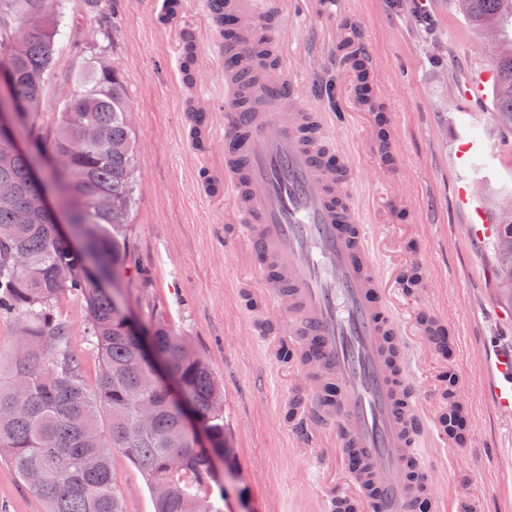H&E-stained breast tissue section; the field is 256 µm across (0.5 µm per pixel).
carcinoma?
Wrapping results in <instances>:
<instances>
[{"instance_id": "carcinoma-1", "label": "carcinoma", "mask_w": 512, "mask_h": 512, "mask_svg": "<svg viewBox=\"0 0 512 512\" xmlns=\"http://www.w3.org/2000/svg\"><path fill=\"white\" fill-rule=\"evenodd\" d=\"M48 12L44 0H0V67L14 77L25 112L36 115L55 64L56 41L66 0ZM458 11L478 28H497L512 18L503 0H455ZM339 52L356 74L359 102L379 113L382 156L389 132L385 107L373 90L370 65L353 37ZM196 55L186 41L180 62L185 83L193 79ZM81 89L71 94L57 117L53 138L43 140L36 123L26 125L38 152L67 156L53 162L45 179L56 185L60 206L72 231L84 240L74 249L55 228L41 204V187L31 181V157L0 141V312L21 316L8 369L0 370V455L45 504V512H124L112 469V451H122L146 478L154 512H217L211 483L219 482L212 457L224 451V392L209 364L187 337L163 321L134 330L112 294L87 270L95 256L108 279L131 263L125 229L137 192V144L131 105L119 74L90 66L78 76ZM493 97L497 114L512 126V54H500ZM498 249L512 263V206L504 209ZM82 303L98 359L95 386L85 385L80 362L69 349L70 326L56 315L66 299ZM151 339V351L142 341ZM179 385L193 409L197 431L209 447L182 423L183 404L171 398L166 382ZM154 414L144 428L143 407ZM448 434L461 440L466 422L456 407Z\"/></svg>"}]
</instances>
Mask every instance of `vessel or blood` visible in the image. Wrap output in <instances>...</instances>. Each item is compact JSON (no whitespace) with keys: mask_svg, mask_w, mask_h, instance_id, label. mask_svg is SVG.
<instances>
[{"mask_svg":"<svg viewBox=\"0 0 512 512\" xmlns=\"http://www.w3.org/2000/svg\"><path fill=\"white\" fill-rule=\"evenodd\" d=\"M281 11L278 0H224L225 24L248 30ZM222 53L224 92L232 99L251 57L231 36ZM493 81L492 71L481 70L457 82L459 102L483 98ZM255 95L258 103L249 113L232 112L224 119V175L236 200L229 239L257 262L281 299L299 348L317 351L313 405L299 417L297 431L309 443L336 431L351 464L353 496L371 512H418L422 502L438 504L442 471L420 459L415 436L427 424L442 447L456 441L443 427L440 408L424 409L408 387L404 372L416 361L413 349L399 345V369L387 361L388 340L399 335L402 323L393 313L373 245L388 242L392 234L372 236L344 175L349 160L333 166L321 158L331 128L306 107L298 84L277 73ZM459 137L464 174L456 181V201L469 216L468 236L483 242L496 236L499 225L471 178L496 172L503 150L483 133L463 131ZM412 195L408 179L395 182L388 195L390 215ZM472 359L475 372L493 379L497 410L512 416V350L494 355L479 350ZM353 496L332 495L330 512H341Z\"/></svg>","mask_w":512,"mask_h":512,"instance_id":"b4317fda","label":"vessel or blood"}]
</instances>
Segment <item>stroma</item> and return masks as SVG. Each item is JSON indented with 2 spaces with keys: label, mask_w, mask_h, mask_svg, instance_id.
<instances>
[{
  "label": "stroma",
  "mask_w": 512,
  "mask_h": 512,
  "mask_svg": "<svg viewBox=\"0 0 512 512\" xmlns=\"http://www.w3.org/2000/svg\"><path fill=\"white\" fill-rule=\"evenodd\" d=\"M162 0H70L59 41L53 79L36 119L50 137L54 115L65 92L75 88L82 63L95 59L121 76L139 137V191L128 241L137 264L125 275L121 298L128 314L147 322L162 319L187 336L206 359L224 390V432L232 454L221 464L224 488L213 491L222 512H322L331 490H352L353 483L333 437L301 445L291 408H303L311 395L305 378L280 367L273 350L287 330L281 316L266 308L269 294L245 252H231L225 215L231 194L208 195L201 169L224 174V69L217 51L223 37L203 11L200 0H182L177 19L159 20ZM341 15L309 9L289 17L282 65L284 79L305 76L309 108L335 115L341 130L333 147L339 155L378 161L379 134L369 131L377 113L362 115L355 79L343 62L337 40ZM196 35L199 66L193 88L179 69L178 33ZM366 57L381 56L398 84L383 103L403 115L394 137L398 159L386 166L388 178L405 171L415 186V213L399 217L395 236L421 249L419 272L424 285L401 297L414 318L460 321L450 334L454 347L433 351L422 336L417 375L425 400L443 402L434 384L448 369L468 379L472 392L456 387L455 399L466 406L469 433H482L500 445L486 456L471 442L459 448L435 447L430 431L417 435L426 464L443 466L439 495L444 512H457L462 500L480 512H512V421L498 414L471 368L473 350L512 347V324L500 313L512 307V274L495 256L496 243L468 241L448 176L457 149L451 123L457 118L456 78L493 67L499 50L481 29L464 24L454 0H377L372 24L358 34ZM327 59L323 72L308 66ZM203 95L214 114L213 142L196 149L189 134L186 105L190 93ZM352 191L368 223H388L385 190L361 170L352 173ZM60 311L71 326L70 351L81 361V375L94 386L98 361L84 313L74 301ZM125 512H153L142 473L122 453L112 455ZM44 505L0 456V512H43Z\"/></svg>",
  "instance_id": "stroma-1"
}]
</instances>
